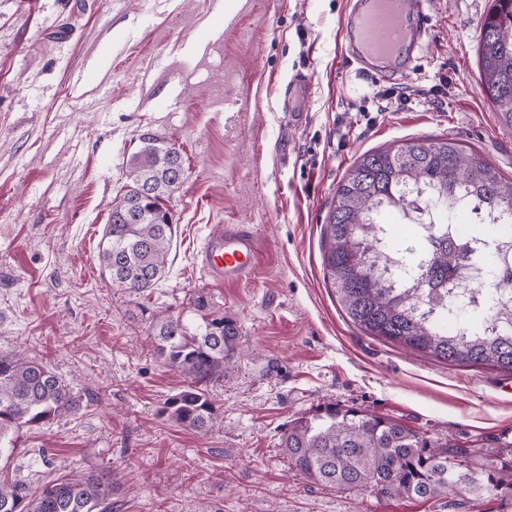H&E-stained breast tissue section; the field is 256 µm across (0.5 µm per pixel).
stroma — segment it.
Wrapping results in <instances>:
<instances>
[{
	"instance_id": "1",
	"label": "stroma",
	"mask_w": 512,
	"mask_h": 512,
	"mask_svg": "<svg viewBox=\"0 0 512 512\" xmlns=\"http://www.w3.org/2000/svg\"><path fill=\"white\" fill-rule=\"evenodd\" d=\"M348 2L0 0V354L47 363L80 398L17 438L5 471L29 492L74 469L111 473L112 512H448L310 482L280 450L284 427L334 403L512 443V375L365 335L321 254L366 152L448 138L512 178V129L476 57L491 0H431L421 58L386 78L347 69ZM298 73L310 88L295 121L283 102ZM397 87L409 101L377 113L373 91ZM145 132L180 146L186 177L165 274L142 295L112 286L99 242ZM227 224L257 239L252 281L215 282L197 262ZM195 290L249 349L210 385L219 426L205 435L161 416L182 379L149 347L159 318L197 321Z\"/></svg>"
}]
</instances>
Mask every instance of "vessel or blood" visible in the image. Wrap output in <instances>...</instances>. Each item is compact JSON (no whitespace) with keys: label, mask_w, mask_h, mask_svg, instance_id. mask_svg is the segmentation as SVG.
Segmentation results:
<instances>
[{"label":"vessel or blood","mask_w":512,"mask_h":512,"mask_svg":"<svg viewBox=\"0 0 512 512\" xmlns=\"http://www.w3.org/2000/svg\"><path fill=\"white\" fill-rule=\"evenodd\" d=\"M425 0H353L344 19L351 63L373 75L406 73L417 59L425 34ZM309 79L299 75L284 103L299 116ZM257 241L249 230L228 224L204 243L197 255L203 271L219 282H247L257 269Z\"/></svg>","instance_id":"obj_1"}]
</instances>
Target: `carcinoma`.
Masks as SVG:
<instances>
[{"mask_svg":"<svg viewBox=\"0 0 512 512\" xmlns=\"http://www.w3.org/2000/svg\"><path fill=\"white\" fill-rule=\"evenodd\" d=\"M480 89L512 129V0H493L480 23ZM112 201L100 242L112 284L142 294L164 276L176 224L165 201L185 179L182 149L147 133ZM422 201L416 249L398 248L386 217ZM467 204L496 221L466 227L463 250L478 288L459 283L456 210ZM323 274L346 316L368 336L456 364L512 374V178L484 157L445 140L411 139L363 155L336 190L322 234ZM153 355L184 378L166 398L167 419L206 434L218 410L209 386L240 354L237 322L209 314L191 327L179 316L157 321ZM79 408L72 389L43 362L0 355V453L25 429ZM281 448L310 481L383 498L430 500L489 495L512 512V447L484 438L483 462L448 436L426 433L358 407L326 404L288 421ZM112 476L65 474L31 494L0 477V512H112Z\"/></svg>","mask_w":512,"mask_h":512,"instance_id":"1","label":"carcinoma"}]
</instances>
